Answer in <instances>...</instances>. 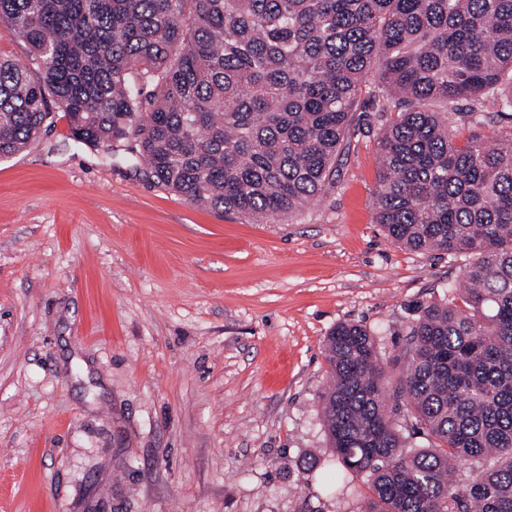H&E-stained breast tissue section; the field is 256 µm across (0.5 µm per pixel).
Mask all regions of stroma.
<instances>
[{
    "label": "stroma",
    "instance_id": "1",
    "mask_svg": "<svg viewBox=\"0 0 512 512\" xmlns=\"http://www.w3.org/2000/svg\"><path fill=\"white\" fill-rule=\"evenodd\" d=\"M379 91L282 223L186 202L59 114L0 159V512H364L366 477L325 488L324 340L363 324L401 376L415 306L468 262L377 224Z\"/></svg>",
    "mask_w": 512,
    "mask_h": 512
}]
</instances>
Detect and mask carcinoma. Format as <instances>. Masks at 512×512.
<instances>
[{"label":"carcinoma","instance_id":"carcinoma-1","mask_svg":"<svg viewBox=\"0 0 512 512\" xmlns=\"http://www.w3.org/2000/svg\"><path fill=\"white\" fill-rule=\"evenodd\" d=\"M0 159L64 113L186 201L262 224L334 185L372 74L382 84L376 220L398 245L470 258L418 310L397 386L373 334L325 340L322 416L366 512H512V0H0ZM462 305H457L456 301ZM432 438L407 450L400 405ZM28 47L20 39L0 32V56L14 58L21 63H28Z\"/></svg>","mask_w":512,"mask_h":512}]
</instances>
